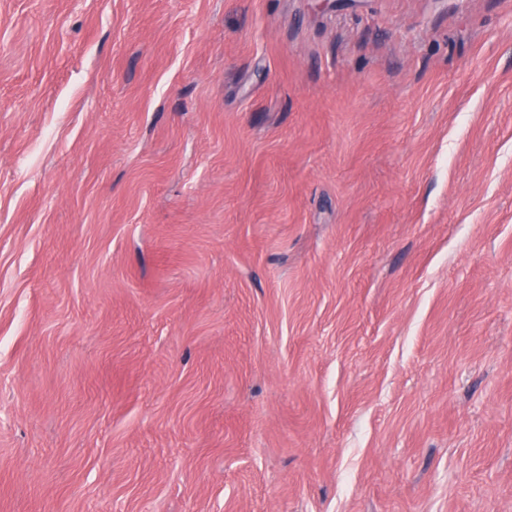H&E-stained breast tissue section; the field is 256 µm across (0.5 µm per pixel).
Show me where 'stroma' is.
<instances>
[{
    "instance_id": "stroma-1",
    "label": "stroma",
    "mask_w": 512,
    "mask_h": 512,
    "mask_svg": "<svg viewBox=\"0 0 512 512\" xmlns=\"http://www.w3.org/2000/svg\"><path fill=\"white\" fill-rule=\"evenodd\" d=\"M0 512H512V0H0Z\"/></svg>"
}]
</instances>
